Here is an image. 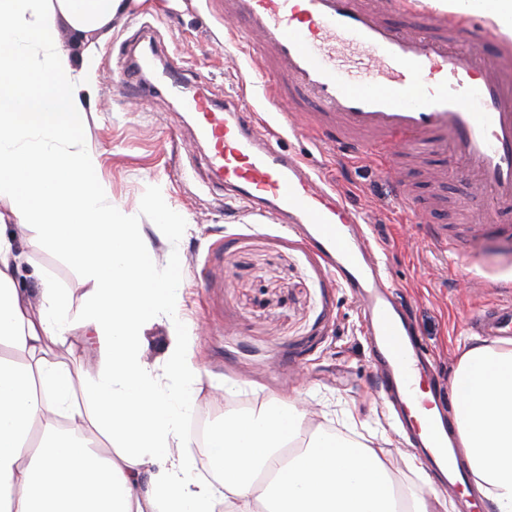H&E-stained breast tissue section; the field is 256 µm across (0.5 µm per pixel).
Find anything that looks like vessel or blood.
Segmentation results:
<instances>
[{
    "mask_svg": "<svg viewBox=\"0 0 512 512\" xmlns=\"http://www.w3.org/2000/svg\"><path fill=\"white\" fill-rule=\"evenodd\" d=\"M400 8L401 0H224L237 33L270 51L263 59L267 92L284 86L290 100L308 104L290 122L293 133L319 140L342 159L370 158L383 174L412 154L445 153L479 194L512 212V54H484L474 26L458 16L424 28L385 22ZM159 54L156 43L130 44L124 82L142 89ZM165 76L169 92L193 113L196 137L209 146V172L244 206L298 229L357 300L383 391L412 448L433 471H445L447 491L467 485L468 471L448 449L454 425L440 395L425 400L421 420L411 416L416 386L432 379L433 364L367 238L360 209L332 196L281 148L268 124L232 101L220 105L193 92L177 68ZM438 230L481 250L512 241V225L491 218ZM484 326L489 335L511 336L512 304L497 306Z\"/></svg>",
    "mask_w": 512,
    "mask_h": 512,
    "instance_id": "obj_1",
    "label": "vessel or blood"
}]
</instances>
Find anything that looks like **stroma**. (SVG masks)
Listing matches in <instances>:
<instances>
[{
	"instance_id": "1",
	"label": "stroma",
	"mask_w": 512,
	"mask_h": 512,
	"mask_svg": "<svg viewBox=\"0 0 512 512\" xmlns=\"http://www.w3.org/2000/svg\"><path fill=\"white\" fill-rule=\"evenodd\" d=\"M144 24L155 30L187 84L217 99L238 101L243 111L276 127L284 149L360 207L370 221V242L382 252L385 273L436 360V383L451 381L463 346L480 340L476 316L512 300L498 287L512 282V263L497 264L487 253L473 256L461 243L452 253L435 249L428 225L410 223L399 211L391 181L367 163L352 165L328 155L319 142L280 124L278 115L288 106L263 92L257 40L241 45L226 37L224 0H137L103 34L59 25L58 39L73 53L82 54L91 43L98 49V95L81 134L102 153L101 174L114 202L139 212L158 262L166 260L172 232L143 210V199L163 197L187 217L181 234L179 318L200 369L187 423L201 420L212 431L222 424L228 402L243 403L249 411L273 397L295 398L309 412L306 430L322 426L339 432L350 419L359 434H385L395 479L428 493L411 466L416 455L407 433L381 390L349 290L301 238L272 216L249 212L210 179L206 148L193 139L192 122L165 89L139 97L123 84L119 50ZM447 171V158L433 152L406 161L403 177L434 214L452 224L469 223L489 203L465 185L454 196L441 192L434 180ZM27 236L30 245L18 281L34 288L39 277H46L68 294L73 308H80L88 290L80 266L43 245L36 230ZM49 354L70 366L80 387L98 361L83 337L51 346Z\"/></svg>"
}]
</instances>
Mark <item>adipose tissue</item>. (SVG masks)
Returning a JSON list of instances; mask_svg holds the SVG:
<instances>
[{
    "mask_svg": "<svg viewBox=\"0 0 512 512\" xmlns=\"http://www.w3.org/2000/svg\"><path fill=\"white\" fill-rule=\"evenodd\" d=\"M429 2L481 16L512 40V0ZM127 6L0 0V194L12 197L15 218L0 215V345L30 358L0 357V512H431L429 496L401 491L381 449L321 428L304 435L290 398L225 418L210 437L214 479L194 477L183 423L199 372L178 318V254L158 273L136 215L113 204L97 144L78 135L97 90L96 48L77 58L56 37L59 22L100 30ZM33 226L81 266L90 289L78 314L52 284L36 310L19 286L15 270ZM162 317L166 390L146 360L148 333ZM78 335L99 357L86 413L68 366L46 356ZM452 386L457 441L476 488L489 512H512V348L469 346ZM85 418L111 449L82 433Z\"/></svg>",
    "mask_w": 512,
    "mask_h": 512,
    "instance_id": "adipose-tissue-1",
    "label": "adipose tissue"
}]
</instances>
